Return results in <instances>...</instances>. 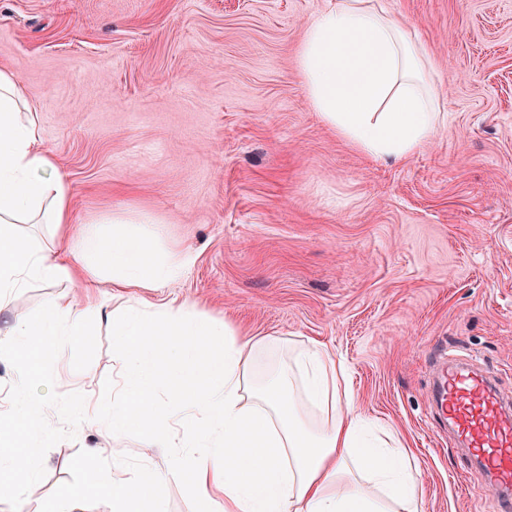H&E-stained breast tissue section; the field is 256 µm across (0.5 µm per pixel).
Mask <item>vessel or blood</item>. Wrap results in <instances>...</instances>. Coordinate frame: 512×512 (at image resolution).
<instances>
[{
  "mask_svg": "<svg viewBox=\"0 0 512 512\" xmlns=\"http://www.w3.org/2000/svg\"><path fill=\"white\" fill-rule=\"evenodd\" d=\"M435 413L449 424L487 477L472 499H491L493 512H512V402L482 373L444 359L434 390Z\"/></svg>",
  "mask_w": 512,
  "mask_h": 512,
  "instance_id": "obj_1",
  "label": "vessel or blood"
}]
</instances>
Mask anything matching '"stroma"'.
<instances>
[{"label":"stroma","mask_w":512,"mask_h":512,"mask_svg":"<svg viewBox=\"0 0 512 512\" xmlns=\"http://www.w3.org/2000/svg\"><path fill=\"white\" fill-rule=\"evenodd\" d=\"M328 0H0V67L38 109L76 223L152 218L195 259L177 289L253 336L316 341L423 474L424 512H489L465 450L430 412L431 356L463 351L512 395V0H383L429 49L447 119L417 154L375 161L309 102L304 29ZM20 293L0 326L71 294ZM112 402L106 328L64 355ZM64 424L35 498L96 466Z\"/></svg>","instance_id":"stroma-1"}]
</instances>
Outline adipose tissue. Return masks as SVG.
<instances>
[{"label":"adipose tissue","instance_id":"1","mask_svg":"<svg viewBox=\"0 0 512 512\" xmlns=\"http://www.w3.org/2000/svg\"><path fill=\"white\" fill-rule=\"evenodd\" d=\"M298 64L312 107L371 159L416 154L444 121L428 86L429 52L379 0H330L308 24ZM32 222L52 225L62 252L18 232ZM192 262L184 248L158 257L153 232L119 217L107 233L74 226L70 188L36 110L1 68L0 311L29 288H81L0 328V361L20 374L0 405V502L33 505L41 449L66 416L123 447L105 472L35 512H72L90 497L106 498L111 512H168L173 482L189 487L193 512H422L419 469L400 442L365 439L342 364L319 343L242 339L196 313L174 290ZM105 264L113 287L137 291L118 313L101 288ZM106 321L117 364L111 405L58 401L57 389L74 382L60 364L64 351ZM134 431L158 435L180 456L164 468L146 464L143 446L124 444Z\"/></svg>","mask_w":512,"mask_h":512}]
</instances>
